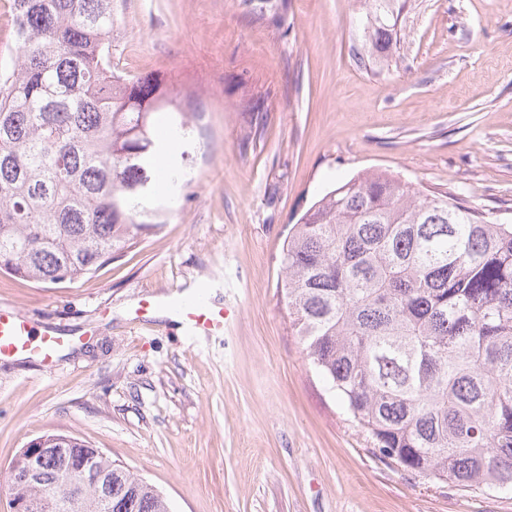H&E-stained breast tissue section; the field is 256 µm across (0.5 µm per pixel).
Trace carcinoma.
Masks as SVG:
<instances>
[{
    "mask_svg": "<svg viewBox=\"0 0 512 512\" xmlns=\"http://www.w3.org/2000/svg\"><path fill=\"white\" fill-rule=\"evenodd\" d=\"M365 55L389 54L394 0H368ZM18 56L0 73V270L73 282L168 223L153 161L159 114L184 135L150 77L112 70V0H12ZM150 179L145 192L132 184ZM281 293L307 359L405 469L512 491V224L451 191L366 172L327 191L285 238ZM42 483L0 489L60 504L66 465L112 471V497L79 512H169L163 495L72 435L46 434Z\"/></svg>",
    "mask_w": 512,
    "mask_h": 512,
    "instance_id": "1",
    "label": "carcinoma"
}]
</instances>
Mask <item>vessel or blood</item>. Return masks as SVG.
<instances>
[{
	"mask_svg": "<svg viewBox=\"0 0 512 512\" xmlns=\"http://www.w3.org/2000/svg\"><path fill=\"white\" fill-rule=\"evenodd\" d=\"M209 289L205 283L193 294L169 299V311L187 336H215L224 331V305L210 296ZM68 343V338L57 329L41 326L19 311L0 307V358L22 354L38 358L49 368Z\"/></svg>",
	"mask_w": 512,
	"mask_h": 512,
	"instance_id": "obj_1",
	"label": "vessel or blood"
}]
</instances>
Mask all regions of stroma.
I'll return each mask as SVG.
<instances>
[{"label":"stroma","mask_w":512,"mask_h":512,"mask_svg":"<svg viewBox=\"0 0 512 512\" xmlns=\"http://www.w3.org/2000/svg\"><path fill=\"white\" fill-rule=\"evenodd\" d=\"M113 0L112 68L164 78L199 134L160 230L75 282L0 272V303L73 339L52 368L0 358V479L46 433L76 436L171 512H512V492L384 459L294 336L281 253L329 188L382 171L512 223V0H407L362 64L363 0ZM212 285L231 311L193 339L139 302Z\"/></svg>","instance_id":"1"}]
</instances>
